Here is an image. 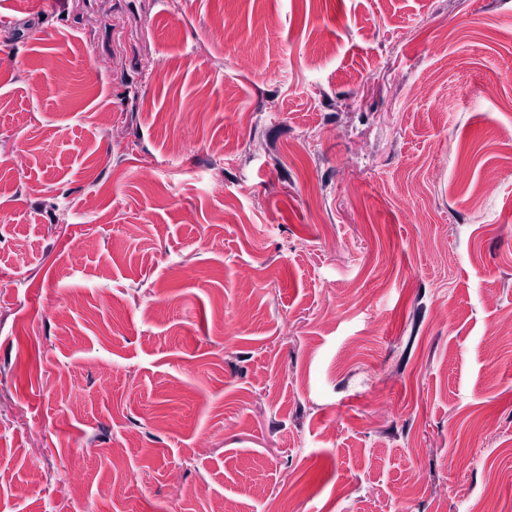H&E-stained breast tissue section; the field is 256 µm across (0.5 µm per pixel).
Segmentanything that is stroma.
I'll list each match as a JSON object with an SVG mask.
<instances>
[{"label": "stroma", "mask_w": 512, "mask_h": 512, "mask_svg": "<svg viewBox=\"0 0 512 512\" xmlns=\"http://www.w3.org/2000/svg\"><path fill=\"white\" fill-rule=\"evenodd\" d=\"M1 15L0 512H512V0Z\"/></svg>", "instance_id": "stroma-1"}]
</instances>
